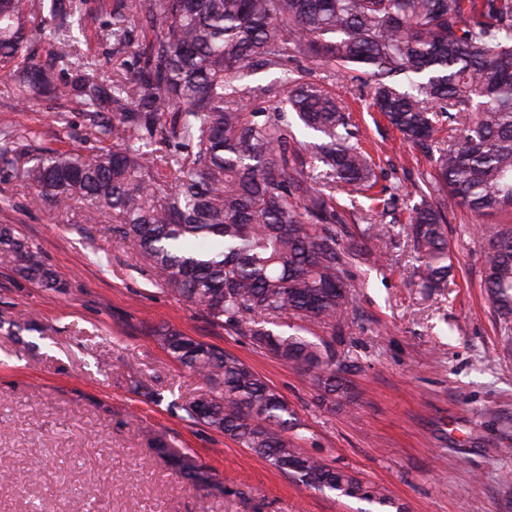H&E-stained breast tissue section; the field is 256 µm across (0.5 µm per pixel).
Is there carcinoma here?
I'll list each match as a JSON object with an SVG mask.
<instances>
[{"instance_id":"carcinoma-1","label":"carcinoma","mask_w":512,"mask_h":512,"mask_svg":"<svg viewBox=\"0 0 512 512\" xmlns=\"http://www.w3.org/2000/svg\"><path fill=\"white\" fill-rule=\"evenodd\" d=\"M92 22L112 43L109 76ZM36 38L50 42L44 60L29 51ZM297 56L307 66L292 67ZM319 68L368 75V107L430 156L409 228L421 287H447L448 212H512V0H0V74L34 106L66 103L96 142L31 158L27 137L0 124V161L23 162L27 187L58 208L115 214L112 232L157 285L311 374L323 404L348 385L336 352L302 333L341 322L353 288L326 188L364 195L376 175L350 114L325 80L306 79ZM271 70L276 86L243 83ZM287 112L317 142L300 143ZM480 229L485 288L512 331V226ZM0 265L58 287L40 248L8 224ZM284 318L294 333L267 328ZM154 337L211 385L194 419L299 483L401 512L383 488L301 453L288 402L236 355L170 329ZM169 456L184 479L213 484L189 454Z\"/></svg>"}]
</instances>
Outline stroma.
I'll return each instance as SVG.
<instances>
[{"label":"stroma","instance_id":"35a3bbf8","mask_svg":"<svg viewBox=\"0 0 512 512\" xmlns=\"http://www.w3.org/2000/svg\"><path fill=\"white\" fill-rule=\"evenodd\" d=\"M328 83L351 107L385 188L373 213L367 199L335 192L352 302L341 324L307 334L345 361L350 398L320 406L310 375L157 286L112 234L111 213L35 200L5 168L0 224L41 247L60 287L0 266V512H363L364 502L296 483L193 419L189 406L209 387L161 348V326L251 366L288 401L302 452L379 485L402 512H512V335L483 288L479 219L449 213L448 286L418 288L404 228L428 159L367 110V76ZM56 109H29L0 80V123L37 130L35 149L83 147L84 129L59 122ZM375 223L390 234L373 236ZM155 437L188 449L213 486L178 479Z\"/></svg>","mask_w":512,"mask_h":512}]
</instances>
